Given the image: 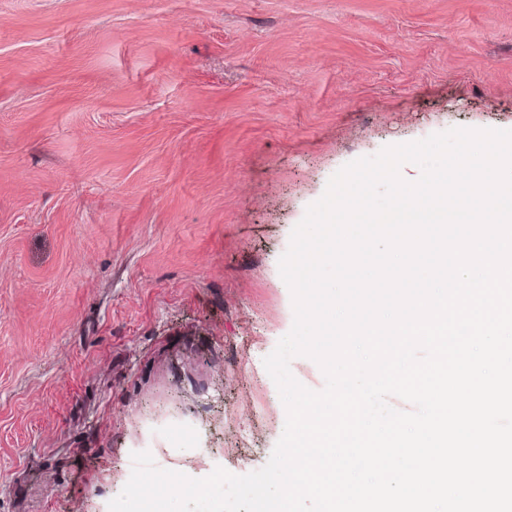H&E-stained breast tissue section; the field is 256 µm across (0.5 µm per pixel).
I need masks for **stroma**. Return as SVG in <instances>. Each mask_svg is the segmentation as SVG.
<instances>
[{"instance_id": "stroma-1", "label": "stroma", "mask_w": 512, "mask_h": 512, "mask_svg": "<svg viewBox=\"0 0 512 512\" xmlns=\"http://www.w3.org/2000/svg\"><path fill=\"white\" fill-rule=\"evenodd\" d=\"M454 127L512 130V0H0V512L263 467L294 227Z\"/></svg>"}]
</instances>
